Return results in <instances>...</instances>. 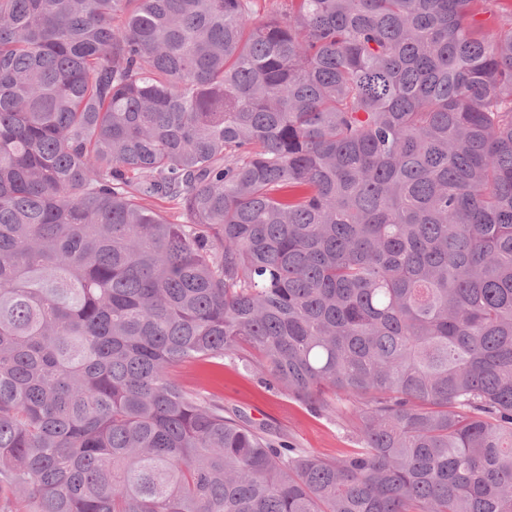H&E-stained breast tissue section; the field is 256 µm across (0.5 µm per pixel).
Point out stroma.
I'll list each match as a JSON object with an SVG mask.
<instances>
[{
	"label": "stroma",
	"instance_id": "stroma-1",
	"mask_svg": "<svg viewBox=\"0 0 512 512\" xmlns=\"http://www.w3.org/2000/svg\"><path fill=\"white\" fill-rule=\"evenodd\" d=\"M179 379L184 388L219 396L225 408L242 411L254 425L285 434L295 447L312 454L339 457L355 445L350 422L310 411L288 395L265 388L258 375L231 362H190L180 368Z\"/></svg>",
	"mask_w": 512,
	"mask_h": 512
}]
</instances>
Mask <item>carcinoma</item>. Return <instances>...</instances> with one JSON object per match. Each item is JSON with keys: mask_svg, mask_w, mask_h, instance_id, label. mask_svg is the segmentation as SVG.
Segmentation results:
<instances>
[{"mask_svg": "<svg viewBox=\"0 0 512 512\" xmlns=\"http://www.w3.org/2000/svg\"><path fill=\"white\" fill-rule=\"evenodd\" d=\"M498 3L0 0V512H512ZM213 358L356 448L186 391Z\"/></svg>", "mask_w": 512, "mask_h": 512, "instance_id": "cac0c4a2", "label": "carcinoma"}]
</instances>
